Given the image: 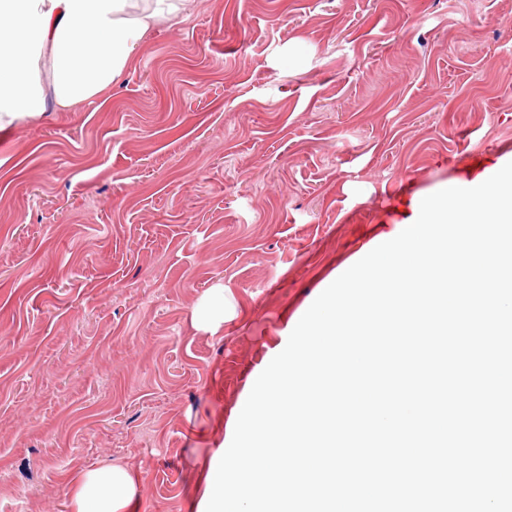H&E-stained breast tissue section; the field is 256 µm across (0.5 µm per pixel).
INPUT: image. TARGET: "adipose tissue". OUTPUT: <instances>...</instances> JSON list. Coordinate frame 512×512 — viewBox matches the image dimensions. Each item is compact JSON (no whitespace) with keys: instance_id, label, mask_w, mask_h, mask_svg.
Segmentation results:
<instances>
[{"instance_id":"adipose-tissue-1","label":"adipose tissue","mask_w":512,"mask_h":512,"mask_svg":"<svg viewBox=\"0 0 512 512\" xmlns=\"http://www.w3.org/2000/svg\"><path fill=\"white\" fill-rule=\"evenodd\" d=\"M189 0H0V130L68 112L111 88L150 31L187 18ZM49 54L42 83L36 63ZM136 482L121 464L85 470L73 512H129Z\"/></svg>"}]
</instances>
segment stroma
Here are the masks:
<instances>
[{"label": "stroma", "mask_w": 512, "mask_h": 512, "mask_svg": "<svg viewBox=\"0 0 512 512\" xmlns=\"http://www.w3.org/2000/svg\"><path fill=\"white\" fill-rule=\"evenodd\" d=\"M509 155L512 0H195L105 99L0 131V512L109 463L192 512L327 278ZM198 322L207 330L216 332L224 322V291L221 289L220 296L212 305L199 313Z\"/></svg>", "instance_id": "35a3bbf8"}]
</instances>
